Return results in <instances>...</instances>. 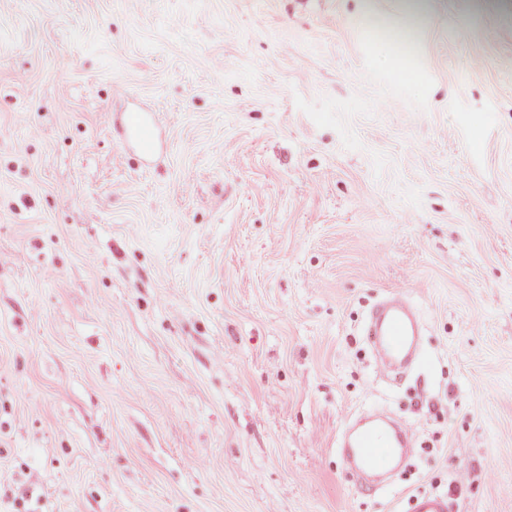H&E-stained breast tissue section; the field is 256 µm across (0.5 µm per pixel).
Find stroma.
<instances>
[{
    "label": "stroma",
    "mask_w": 512,
    "mask_h": 512,
    "mask_svg": "<svg viewBox=\"0 0 512 512\" xmlns=\"http://www.w3.org/2000/svg\"><path fill=\"white\" fill-rule=\"evenodd\" d=\"M379 18L0 0V512H512V0ZM396 289L397 385L364 334ZM374 407L415 448L365 492ZM159 123L158 115L153 111L139 112L128 125L130 138L137 144L142 155L154 156L156 143L153 133L157 130ZM421 329L418 316L402 293L390 294L372 309L365 332L382 378L398 379V367L413 361ZM409 512H449L448 497L418 493L410 498Z\"/></svg>",
    "instance_id": "stroma-1"
}]
</instances>
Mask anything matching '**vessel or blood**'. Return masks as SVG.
Returning a JSON list of instances; mask_svg holds the SVG:
<instances>
[{"mask_svg":"<svg viewBox=\"0 0 512 512\" xmlns=\"http://www.w3.org/2000/svg\"><path fill=\"white\" fill-rule=\"evenodd\" d=\"M159 118L155 112H141L131 120L128 132L142 155L156 152L153 137ZM422 325L413 308L399 293L390 294L371 311L366 335L375 353L378 373L386 379H398L399 367L409 365L417 354ZM347 468L368 486L386 463H405L412 455L404 428L389 417L378 414L360 427L351 428L342 450ZM409 512H450L447 497L419 493L411 497Z\"/></svg>","mask_w":512,"mask_h":512,"instance_id":"obj_1","label":"vessel or blood"}]
</instances>
